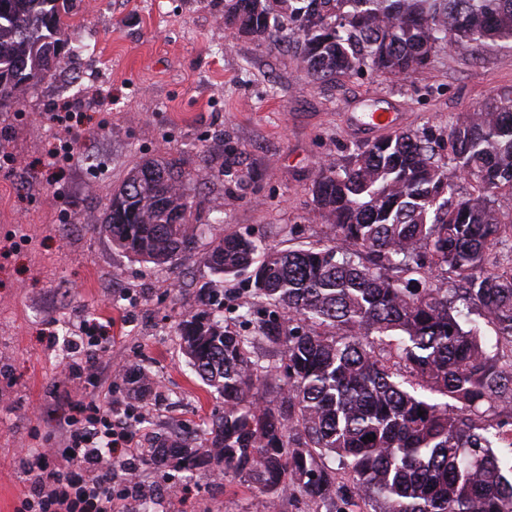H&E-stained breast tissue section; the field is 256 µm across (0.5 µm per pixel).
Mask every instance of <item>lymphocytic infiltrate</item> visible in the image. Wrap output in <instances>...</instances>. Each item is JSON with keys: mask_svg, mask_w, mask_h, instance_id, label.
Segmentation results:
<instances>
[{"mask_svg": "<svg viewBox=\"0 0 512 512\" xmlns=\"http://www.w3.org/2000/svg\"><path fill=\"white\" fill-rule=\"evenodd\" d=\"M73 408L62 459L46 448L26 456L33 491L16 512H123L124 498L112 495L115 471L135 470L149 451L131 423L113 421L100 400Z\"/></svg>", "mask_w": 512, "mask_h": 512, "instance_id": "lymphocytic-infiltrate-1", "label": "lymphocytic infiltrate"}]
</instances>
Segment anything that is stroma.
Masks as SVG:
<instances>
[{
  "label": "stroma",
  "mask_w": 512,
  "mask_h": 512,
  "mask_svg": "<svg viewBox=\"0 0 512 512\" xmlns=\"http://www.w3.org/2000/svg\"><path fill=\"white\" fill-rule=\"evenodd\" d=\"M83 61L63 63L0 112V512H15L30 484L21 461L64 448L68 406L95 395L123 420L137 399L116 367L143 368L154 398L137 432L201 439L222 401L180 348L178 324L200 310L212 278L211 241L250 234L279 249L328 243L313 202L322 163L381 139L360 119L398 115L396 131L447 134L460 113L512 87V48L437 51L406 79L365 74L313 81L291 48L233 37L224 0H73ZM70 104L84 134L70 159L49 114ZM179 158L202 235L176 268L142 263L100 233L113 188L143 159ZM220 314L253 333L260 299L247 282L224 288ZM85 331L106 351L95 376L74 380L66 336ZM149 487L129 512H304L276 503L211 467L140 465Z\"/></svg>",
  "instance_id": "1"
}]
</instances>
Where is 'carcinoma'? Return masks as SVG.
Segmentation results:
<instances>
[{"instance_id":"cac0c4a2","label":"carcinoma","mask_w":512,"mask_h":512,"mask_svg":"<svg viewBox=\"0 0 512 512\" xmlns=\"http://www.w3.org/2000/svg\"><path fill=\"white\" fill-rule=\"evenodd\" d=\"M235 35L286 43L320 83L364 73L408 77L441 48L512 44V0H224ZM68 0H0V109L61 67ZM448 153H442V150ZM473 192L456 196V181ZM512 90L461 115L448 143L397 132L319 167L313 201L336 244L285 249L249 235L216 239L218 287L179 324L196 374L224 400L206 442L148 459L214 464L308 512H512L495 449L512 448V264L482 276L512 235ZM176 160L134 167L112 192V245L170 269L200 235ZM462 283L449 288L448 274ZM247 276L272 310L244 336L217 314L220 287ZM473 304L496 328L487 347ZM264 344L280 364L264 363ZM122 380L147 400L150 379ZM276 392L267 403L261 393ZM374 437L373 441L366 436ZM338 459L334 469L325 459Z\"/></svg>"}]
</instances>
